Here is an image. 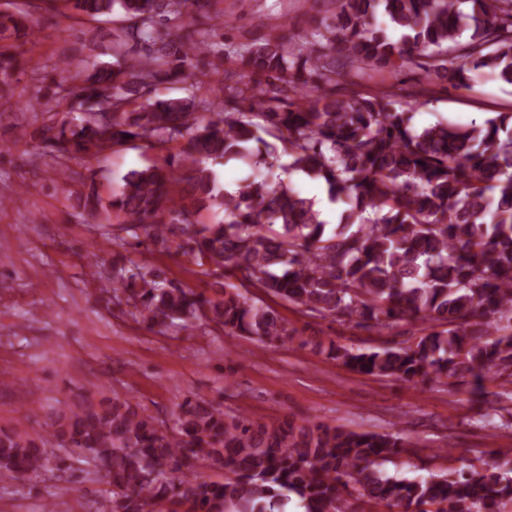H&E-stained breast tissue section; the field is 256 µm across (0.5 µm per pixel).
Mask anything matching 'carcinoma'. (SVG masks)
<instances>
[{
  "label": "carcinoma",
  "instance_id": "cac0c4a2",
  "mask_svg": "<svg viewBox=\"0 0 512 512\" xmlns=\"http://www.w3.org/2000/svg\"><path fill=\"white\" fill-rule=\"evenodd\" d=\"M67 2L92 19L118 15L116 62H59L55 95L68 110L34 128L36 150L78 160L133 141H184L171 171L133 170L108 198L93 189L78 203L90 217L121 218L107 232L113 244L172 250L213 287L186 288L120 257L103 288L114 305L151 327L194 320L262 347L288 341L294 331L279 313L243 294L255 288L368 331L420 323L392 346L312 344L351 371L414 385L454 377L483 403L486 381L512 384V112L417 127V96H336L338 56L359 76L396 77L418 58L429 79L455 89L485 73L512 86V0H329L335 10L305 48L280 34L224 43L216 0ZM193 13L213 24L195 25ZM33 35L21 9L0 11L1 39ZM231 56L240 81L211 80ZM20 67L0 46V92ZM163 80L189 83L188 95L157 97ZM229 161L251 169L231 191L208 167ZM295 176L325 186L335 222ZM203 209L224 221L190 222ZM49 437L83 451L95 473L106 454L103 512H283L292 497L304 512H512L509 453L399 479L382 468L410 451L395 434L226 418L196 395L170 424L127 402L84 401L48 418L42 437L0 428V477L45 467Z\"/></svg>",
  "mask_w": 512,
  "mask_h": 512
}]
</instances>
